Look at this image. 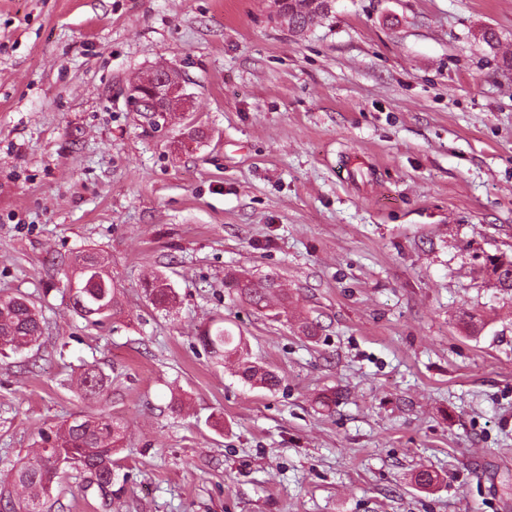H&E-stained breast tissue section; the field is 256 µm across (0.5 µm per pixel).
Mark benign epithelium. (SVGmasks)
<instances>
[{"label":"benign epithelium","instance_id":"7a95c632","mask_svg":"<svg viewBox=\"0 0 512 512\" xmlns=\"http://www.w3.org/2000/svg\"><path fill=\"white\" fill-rule=\"evenodd\" d=\"M125 99L131 112L163 113L154 125L156 129L168 127L171 113H186L192 109L185 77L169 68L154 70L132 83L125 90Z\"/></svg>","mask_w":512,"mask_h":512}]
</instances>
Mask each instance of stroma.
<instances>
[{"instance_id": "stroma-1", "label": "stroma", "mask_w": 512, "mask_h": 512, "mask_svg": "<svg viewBox=\"0 0 512 512\" xmlns=\"http://www.w3.org/2000/svg\"><path fill=\"white\" fill-rule=\"evenodd\" d=\"M159 66L195 114L155 133L124 92ZM85 250L121 290L102 325L57 265ZM495 254L512 0H333L300 37L271 0H0V296L50 325L0 356V484L62 420L101 409L126 433L111 505L73 471L51 512H512ZM229 270L278 277L287 310L231 300ZM156 272L179 294L166 314L142 288ZM219 319L275 391L204 350ZM92 362L102 401L69 384Z\"/></svg>"}]
</instances>
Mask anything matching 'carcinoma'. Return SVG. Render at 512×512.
I'll list each match as a JSON object with an SVG mask.
<instances>
[{
    "label": "carcinoma",
    "instance_id": "cac0c4a2",
    "mask_svg": "<svg viewBox=\"0 0 512 512\" xmlns=\"http://www.w3.org/2000/svg\"><path fill=\"white\" fill-rule=\"evenodd\" d=\"M331 0H291L288 3L295 34L301 35L330 11ZM68 280L71 307L82 317L97 324L121 313L120 289L112 281L105 265L95 252L78 254L71 260ZM486 271L495 287L512 290V259L501 255L487 258ZM228 293L260 310L270 306L271 298L280 295L282 308L288 307V296L281 293L277 278L253 277L247 273L229 272L224 276ZM150 303L162 311L173 309L179 299L168 278L155 275L144 284ZM48 335V325L35 303L24 295L0 297V353L19 352L40 347ZM199 340L213 357L232 360L238 373L251 385L275 389L279 377L271 370L249 359L243 338L222 326L201 331ZM79 388L88 397H101L111 390L112 382L96 366L89 365L80 374ZM124 427L108 414L74 418L56 429L40 433L39 449L15 470L13 485L30 491L31 503L43 512L42 499L49 498L68 474L57 460H74L76 470L86 476L87 487L103 502H112V466L114 456L123 449Z\"/></svg>",
    "mask_w": 512,
    "mask_h": 512
}]
</instances>
